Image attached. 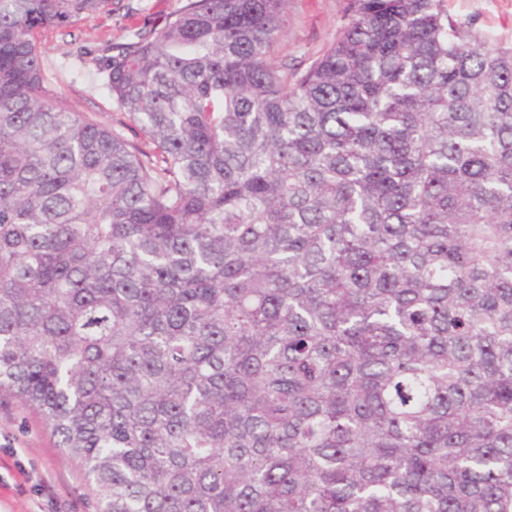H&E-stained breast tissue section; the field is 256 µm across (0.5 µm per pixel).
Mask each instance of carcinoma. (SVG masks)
Segmentation results:
<instances>
[{
	"label": "carcinoma",
	"mask_w": 512,
	"mask_h": 512,
	"mask_svg": "<svg viewBox=\"0 0 512 512\" xmlns=\"http://www.w3.org/2000/svg\"><path fill=\"white\" fill-rule=\"evenodd\" d=\"M119 9L0 0V399L97 512H512V44L349 0L302 70L288 0H186L109 128L36 33Z\"/></svg>",
	"instance_id": "obj_1"
}]
</instances>
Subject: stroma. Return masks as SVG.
<instances>
[{
  "instance_id": "obj_1",
  "label": "stroma",
  "mask_w": 512,
  "mask_h": 512,
  "mask_svg": "<svg viewBox=\"0 0 512 512\" xmlns=\"http://www.w3.org/2000/svg\"><path fill=\"white\" fill-rule=\"evenodd\" d=\"M184 0H123V10L75 25L72 35L38 36L46 90L68 112L112 125L117 109L91 56L138 32L161 28ZM348 0H290L280 59L307 67L332 41ZM450 14L512 43V0H446ZM0 512H96L80 460L58 448L40 416L16 399L0 401Z\"/></svg>"
}]
</instances>
